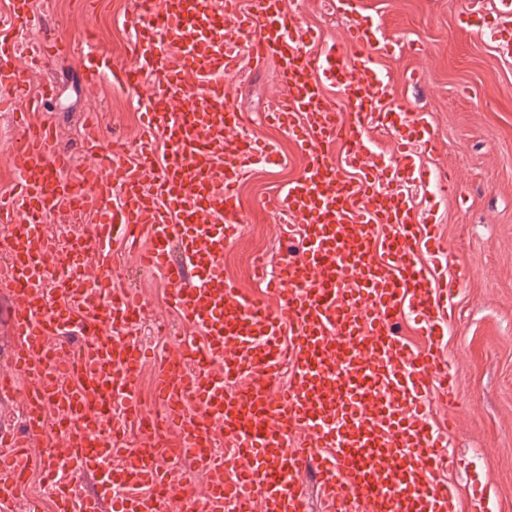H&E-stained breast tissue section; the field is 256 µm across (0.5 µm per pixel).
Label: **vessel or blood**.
I'll use <instances>...</instances> for the list:
<instances>
[{
  "instance_id": "1",
  "label": "vessel or blood",
  "mask_w": 512,
  "mask_h": 512,
  "mask_svg": "<svg viewBox=\"0 0 512 512\" xmlns=\"http://www.w3.org/2000/svg\"><path fill=\"white\" fill-rule=\"evenodd\" d=\"M337 7L347 40L315 52L316 34L282 0L243 10L236 0H137L133 63L124 67L91 45L87 29L20 52L30 0H13L0 17V104L22 97L30 114L13 149L18 190L0 196V253L11 269L5 320L17 338L0 398L14 395L16 374L31 379L23 428H0V512H16L31 444L51 417L67 424L63 450H44L61 512H249L257 499L265 512H307L309 476L335 512H451L454 489L439 473L455 457L426 410L432 388L448 400L455 393L441 341L461 282L429 278L419 259L423 228L402 186L426 172L398 165L379 184L366 168L370 129L396 112L376 66L392 44L364 25L360 0ZM80 40L90 45L85 86L148 88L137 165L93 127L82 141L86 164L72 175L54 124L40 117L57 85L25 96L28 73ZM245 53L257 65L278 63L286 94L273 117L306 160L275 203L300 234L297 254L268 280L273 310L224 274V247L242 230L239 181L254 165L281 162L273 145L239 135L225 100ZM329 84L350 102L347 121L325 95ZM157 139L168 146L160 161L150 147ZM62 212L95 216L66 251L45 231ZM117 238L144 268L162 270L171 307L204 339L174 341L156 383L167 414L134 448L112 413L143 412L135 379L146 351L132 330L145 305L112 284ZM408 318L421 325L424 349L397 335ZM298 428L306 442L294 441ZM218 436L236 451V476L214 448ZM186 463L204 473V488L175 480Z\"/></svg>"
}]
</instances>
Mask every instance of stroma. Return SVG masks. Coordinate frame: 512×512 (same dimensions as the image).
Segmentation results:
<instances>
[{
	"instance_id": "35a3bbf8",
	"label": "stroma",
	"mask_w": 512,
	"mask_h": 512,
	"mask_svg": "<svg viewBox=\"0 0 512 512\" xmlns=\"http://www.w3.org/2000/svg\"><path fill=\"white\" fill-rule=\"evenodd\" d=\"M36 24L20 32L22 46H30L43 32L92 25L97 42L112 53L116 64L131 61V33L124 25L133 14L134 0H32ZM363 13L377 35L394 44L379 59L394 105L426 113L434 142L411 146L409 160L428 169L429 183L407 190L415 200L419 224H433L450 254L449 275L462 287L455 300L454 321L445 337L448 369L457 378L455 397H429L433 423L450 419L447 438L458 459L448 478L457 489V512H512V53L500 49L494 37L461 23L465 0H363ZM289 13L304 26L321 33L326 42H342L348 25L335 0H287ZM81 55L56 62L32 74L29 93L42 82L58 81L60 94L49 114L58 141L81 170L85 158L80 143L88 113H96L105 136L122 137L127 159L135 161L145 109L142 87L112 89L93 98L81 83ZM278 65L267 60L254 66L242 60L225 88L227 101L239 112L241 130L256 140L277 141L285 155L282 167L256 168L240 183L239 196L245 229L224 250V272L239 289L275 305L266 283L252 275V257L263 253L276 264L295 241L279 227L275 198L282 186L298 177L305 159L292 134L269 124L268 116L284 94ZM452 172L459 198L440 188L443 172ZM116 285L132 288L151 316L136 334L153 358L168 349L158 335L155 318L180 324L167 304L160 275L142 282L135 255L121 244L112 246ZM193 336L191 327L181 326ZM490 495L481 509L471 495L472 482Z\"/></svg>"
}]
</instances>
